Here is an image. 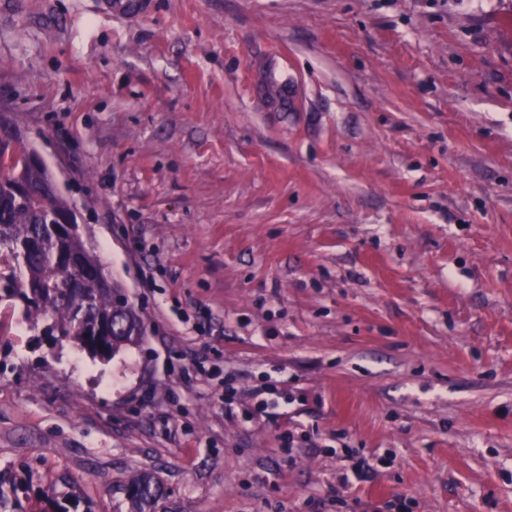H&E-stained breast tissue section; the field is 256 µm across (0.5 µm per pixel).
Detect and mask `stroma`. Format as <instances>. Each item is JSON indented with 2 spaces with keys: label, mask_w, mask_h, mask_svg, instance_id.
<instances>
[{
  "label": "stroma",
  "mask_w": 512,
  "mask_h": 512,
  "mask_svg": "<svg viewBox=\"0 0 512 512\" xmlns=\"http://www.w3.org/2000/svg\"><path fill=\"white\" fill-rule=\"evenodd\" d=\"M506 17L0 0V113L148 325L101 359L0 304V512H130L142 471L156 512H512ZM127 496L131 512H155L162 491L149 473H141L129 483Z\"/></svg>",
  "instance_id": "1"
}]
</instances>
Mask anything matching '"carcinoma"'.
<instances>
[{
    "instance_id": "obj_1",
    "label": "carcinoma",
    "mask_w": 512,
    "mask_h": 512,
    "mask_svg": "<svg viewBox=\"0 0 512 512\" xmlns=\"http://www.w3.org/2000/svg\"><path fill=\"white\" fill-rule=\"evenodd\" d=\"M29 150L22 140L0 146V302L20 303L42 332L73 340L91 354L109 358L138 343L146 325L134 306H117L121 286L89 271L96 256L83 258V243L54 231L56 217L70 209L45 189V172L21 165ZM131 512H155L161 488L148 473L127 487Z\"/></svg>"
}]
</instances>
